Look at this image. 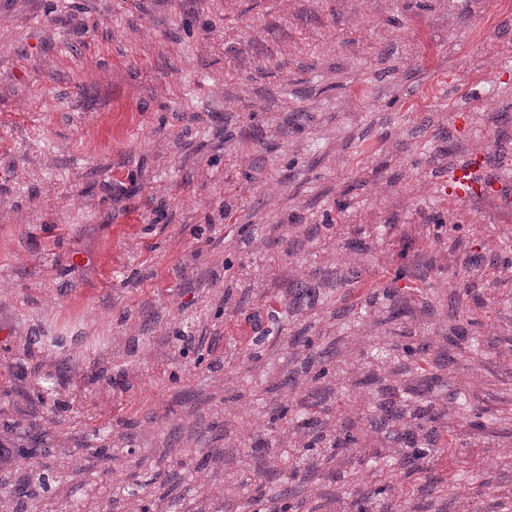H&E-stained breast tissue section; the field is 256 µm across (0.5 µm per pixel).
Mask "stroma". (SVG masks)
Here are the masks:
<instances>
[{
    "label": "stroma",
    "mask_w": 512,
    "mask_h": 512,
    "mask_svg": "<svg viewBox=\"0 0 512 512\" xmlns=\"http://www.w3.org/2000/svg\"><path fill=\"white\" fill-rule=\"evenodd\" d=\"M455 165L512 182V0H0V512H512V211ZM448 177L454 184V199L461 204L468 202L477 193L476 187L482 184L470 169L453 168L448 172ZM417 428L419 432H408L405 433L402 437L404 439V443L407 448H411V456L414 459H421L429 456L430 452L433 450V448H430L432 444V437L425 435V434H419L422 433L423 428L417 424Z\"/></svg>",
    "instance_id": "1"
}]
</instances>
